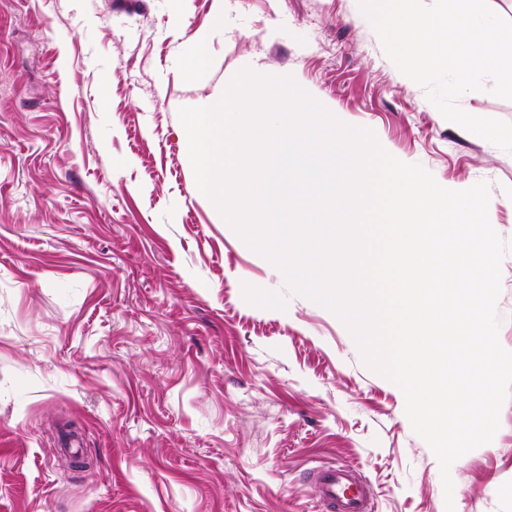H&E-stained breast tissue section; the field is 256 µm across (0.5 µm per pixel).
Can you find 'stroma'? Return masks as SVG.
I'll list each match as a JSON object with an SVG mask.
<instances>
[{
  "label": "stroma",
  "instance_id": "stroma-1",
  "mask_svg": "<svg viewBox=\"0 0 512 512\" xmlns=\"http://www.w3.org/2000/svg\"><path fill=\"white\" fill-rule=\"evenodd\" d=\"M246 68L488 182L512 239V153L448 124L359 0H0V512H329V465L373 512H445L401 389L194 190L178 111ZM499 421L455 512H512V398Z\"/></svg>",
  "mask_w": 512,
  "mask_h": 512
}]
</instances>
